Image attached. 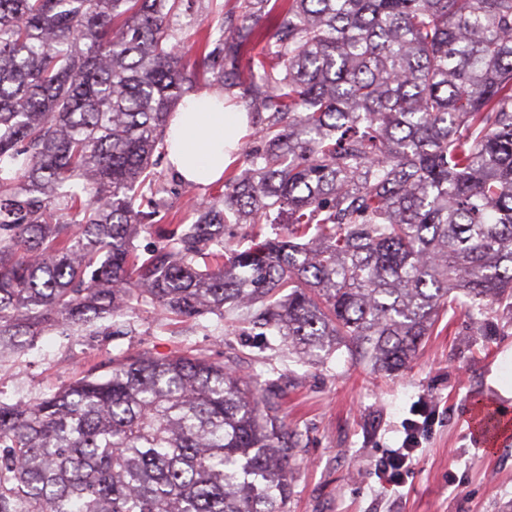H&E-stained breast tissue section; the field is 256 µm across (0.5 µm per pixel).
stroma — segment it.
Returning a JSON list of instances; mask_svg holds the SVG:
<instances>
[{
	"label": "stroma",
	"instance_id": "obj_1",
	"mask_svg": "<svg viewBox=\"0 0 512 512\" xmlns=\"http://www.w3.org/2000/svg\"><path fill=\"white\" fill-rule=\"evenodd\" d=\"M164 224L191 221L182 181L156 165ZM104 324L55 329L18 353L0 354V401L30 404L88 370L137 352L201 354L238 365L278 401L300 444L288 512H512V431L497 440L475 424L486 402L512 410V319L476 326L448 311L402 373L372 372L347 350L323 364L297 362L272 330L231 316L196 321L161 316L150 305ZM431 401L433 425L413 468L390 482L375 464L400 447L417 402Z\"/></svg>",
	"mask_w": 512,
	"mask_h": 512
}]
</instances>
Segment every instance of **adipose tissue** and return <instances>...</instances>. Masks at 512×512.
<instances>
[{
  "label": "adipose tissue",
  "mask_w": 512,
  "mask_h": 512,
  "mask_svg": "<svg viewBox=\"0 0 512 512\" xmlns=\"http://www.w3.org/2000/svg\"><path fill=\"white\" fill-rule=\"evenodd\" d=\"M246 133L244 113L232 111L217 95L187 98L171 114L166 130L175 174L203 186L222 179Z\"/></svg>",
  "instance_id": "1"
}]
</instances>
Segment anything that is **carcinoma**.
Returning a JSON list of instances; mask_svg holds the SVG:
<instances>
[{
    "mask_svg": "<svg viewBox=\"0 0 512 512\" xmlns=\"http://www.w3.org/2000/svg\"><path fill=\"white\" fill-rule=\"evenodd\" d=\"M187 2L0 0V352L227 307L392 374L442 311L512 300V0H243L227 24L211 0L193 55ZM211 83L266 113L264 150L142 260L169 113ZM298 446L234 367L131 354L0 401V512H288ZM280 231V224H255V226H252V224H228L224 242L227 247L235 249L238 244L244 242V234L247 232L258 233L261 238H274L276 233Z\"/></svg>",
    "mask_w": 512,
    "mask_h": 512,
    "instance_id": "obj_1",
    "label": "carcinoma"
}]
</instances>
